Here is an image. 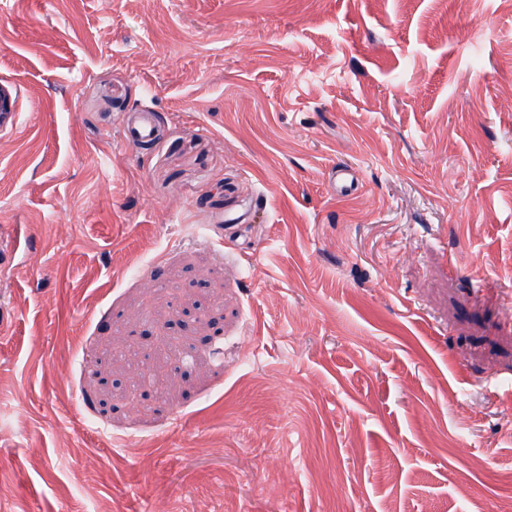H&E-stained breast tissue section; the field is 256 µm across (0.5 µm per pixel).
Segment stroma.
<instances>
[{"label": "stroma", "instance_id": "obj_1", "mask_svg": "<svg viewBox=\"0 0 512 512\" xmlns=\"http://www.w3.org/2000/svg\"><path fill=\"white\" fill-rule=\"evenodd\" d=\"M0 84V512H512V0H0ZM155 137V125L147 114L137 116L124 132L125 140L129 142L149 143Z\"/></svg>", "mask_w": 512, "mask_h": 512}]
</instances>
